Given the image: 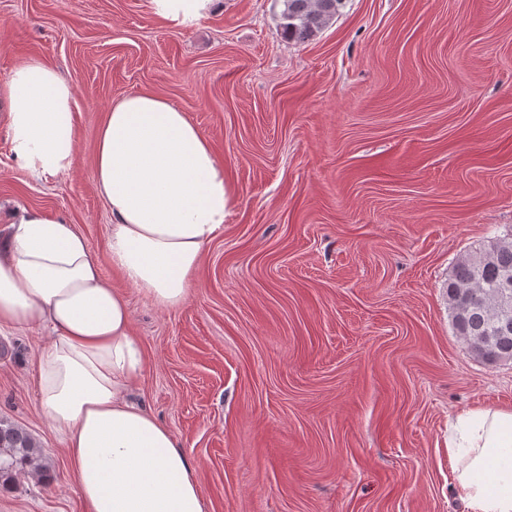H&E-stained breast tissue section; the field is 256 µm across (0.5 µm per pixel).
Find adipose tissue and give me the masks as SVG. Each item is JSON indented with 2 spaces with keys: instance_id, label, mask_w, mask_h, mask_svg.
<instances>
[{
  "instance_id": "obj_1",
  "label": "adipose tissue",
  "mask_w": 512,
  "mask_h": 512,
  "mask_svg": "<svg viewBox=\"0 0 512 512\" xmlns=\"http://www.w3.org/2000/svg\"><path fill=\"white\" fill-rule=\"evenodd\" d=\"M19 162L39 178L69 169L75 99L51 67L29 59L0 86ZM95 188L112 224L108 252L153 305L191 297L202 253L234 203L224 165L167 99L113 100L97 132ZM38 326L43 412L65 437L86 512H205L192 466L172 431L133 402L145 360L125 295L61 219L26 211L0 244V328ZM512 408L459 413L448 432L455 489L468 512H512Z\"/></svg>"
}]
</instances>
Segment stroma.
Here are the masks:
<instances>
[{
  "label": "stroma",
  "mask_w": 512,
  "mask_h": 512,
  "mask_svg": "<svg viewBox=\"0 0 512 512\" xmlns=\"http://www.w3.org/2000/svg\"><path fill=\"white\" fill-rule=\"evenodd\" d=\"M282 9L215 0L179 27L150 0H0V86L35 58L76 99L72 164L43 179L0 98V237L24 208L85 236L144 352L132 397L179 440L205 512H467L448 423L512 407V361L472 356L445 284L512 238V0H345L304 43ZM133 93L185 112L236 192L171 310L113 267L94 188L97 130ZM45 340L0 329V420L47 463L0 490V512H84L40 406Z\"/></svg>",
  "instance_id": "35a3bbf8"
}]
</instances>
